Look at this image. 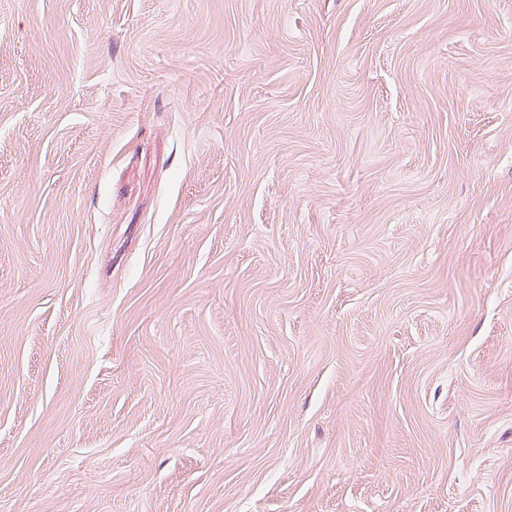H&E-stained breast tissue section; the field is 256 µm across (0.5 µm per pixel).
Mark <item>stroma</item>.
Wrapping results in <instances>:
<instances>
[{"instance_id":"35a3bbf8","label":"stroma","mask_w":512,"mask_h":512,"mask_svg":"<svg viewBox=\"0 0 512 512\" xmlns=\"http://www.w3.org/2000/svg\"><path fill=\"white\" fill-rule=\"evenodd\" d=\"M0 512H512V0H0Z\"/></svg>"}]
</instances>
